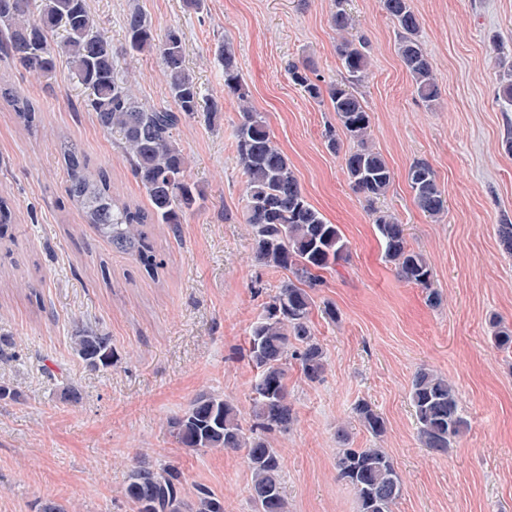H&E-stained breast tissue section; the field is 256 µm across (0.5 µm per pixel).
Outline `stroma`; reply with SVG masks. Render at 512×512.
Returning a JSON list of instances; mask_svg holds the SVG:
<instances>
[{"label":"stroma","instance_id":"obj_1","mask_svg":"<svg viewBox=\"0 0 512 512\" xmlns=\"http://www.w3.org/2000/svg\"><path fill=\"white\" fill-rule=\"evenodd\" d=\"M419 40L434 69L438 99L423 102L396 51V28L382 0H346L349 37L369 42L370 74L360 88L371 118L369 143L393 172L378 203L406 228L432 269L440 306L401 279L384 258L373 218L351 189L342 154L326 147L335 123L329 102L292 83L300 61L329 84L342 80L335 0H88L136 96L158 108L174 100L157 57L129 52L123 18L139 8L157 34L177 29L186 65L203 94L223 103L214 117L184 121L174 137L188 157L186 178L201 192L179 235L155 230L165 259L151 278L133 257L98 238L66 194L60 140L68 138L106 168L113 191L147 206L118 137L101 130L88 93L66 58L51 79L15 69L0 54V84L27 96L39 114L31 133L0 98V196L16 221L0 251V512H133L124 489L138 461L179 471L186 501L204 486L224 512H254L243 452L184 448L169 425L206 392L234 401L244 425L257 372L246 343L252 322L289 277L258 264L246 224L245 176L236 157V100L224 90L216 49L234 46L250 103L297 176L308 202L347 244L324 273L310 326L327 353L320 381L288 366L296 420L269 437L279 452L290 512H357L352 488L336 476V452L385 448L403 480L394 512H512V351L491 342L490 318L512 328V254L498 227L512 224V106L498 95L512 62V0H412ZM433 168L448 210H420L410 164ZM24 282L39 297L21 290ZM337 319H329L325 306ZM112 338L109 369L73 354L77 322ZM455 385L467 427L451 448L419 440L410 388L419 367ZM79 402L65 399L68 388ZM365 400L384 418L374 439L353 408ZM347 442H340L339 433Z\"/></svg>","mask_w":512,"mask_h":512}]
</instances>
